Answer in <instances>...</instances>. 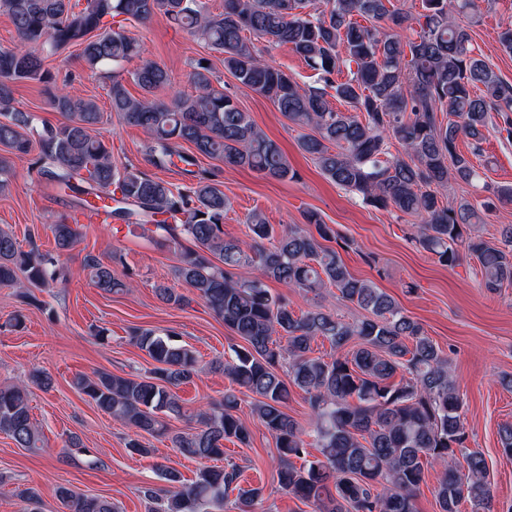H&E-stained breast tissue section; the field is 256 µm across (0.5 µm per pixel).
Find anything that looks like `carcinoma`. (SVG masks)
<instances>
[{
    "label": "carcinoma",
    "mask_w": 512,
    "mask_h": 512,
    "mask_svg": "<svg viewBox=\"0 0 512 512\" xmlns=\"http://www.w3.org/2000/svg\"><path fill=\"white\" fill-rule=\"evenodd\" d=\"M388 2L322 0L321 10L317 0H224V10L214 14L204 0H0V12L16 32L12 46L0 47V172L10 169L1 152L35 150L40 176L75 194L77 210L134 224L143 236L178 248L177 279L243 340L224 353V374L254 396L251 412L275 441L278 483L289 495L315 506L314 512H417L415 495L430 464L441 467L440 512H459L463 501L473 512H494L486 461L464 445L462 401L448 358L390 295L354 276L323 245L336 231L309 211L304 225L290 224L278 233L253 211L247 238L225 237L229 201L200 168V158L277 180H292L297 172L250 113L213 85L210 66L197 63L189 75L193 91H176L168 101L155 91L172 85L171 73L152 61L132 74L142 96H132L118 78L108 91L112 111L150 136L148 162L189 179L175 189L144 171L118 168L96 134L103 119L97 103L56 84L45 65V59L78 46L90 67H119L141 54L122 21L166 18L223 53L224 68L241 85L271 100L293 124L313 129L299 145L326 178L375 209L416 218L419 245L440 263L452 267L466 251L477 259L484 287L496 291L512 284V225L503 227L500 241H488L473 230L478 207L468 200L447 203L439 190L451 181L479 179L457 142L465 137L473 151L480 150L491 113L512 112V83L474 53L469 33L454 21L455 14L475 9L476 0H422L418 40L409 43L378 25L408 20ZM263 42L289 46L350 110L334 108L322 88L301 89L268 62ZM346 69L349 76L336 81ZM22 80L55 86L51 105L63 116L59 124L36 131L34 139L26 134L34 115L12 106V83ZM445 109L450 119L444 124L437 113ZM184 143L192 150H183ZM394 143L402 148L397 155L390 151ZM51 231L60 252L81 238L80 225L66 216ZM183 239L192 246L181 247ZM83 267L105 292L134 288L130 275H118L92 253ZM242 268L257 275L242 277ZM61 275L53 256L25 252L0 230L1 286L42 288ZM269 279L302 290L333 287L341 300L369 316L349 323L320 306L298 315L288 299L271 293ZM156 294L168 304L188 301L165 285ZM318 338L336 349L331 360L311 356ZM131 340L155 363L149 375L100 372L74 380L101 412L135 430L126 442L130 452L149 453L139 440L144 433L166 436L182 455L200 460L223 456L226 440L249 442L251 432L233 393L199 411L197 427L170 430L166 419L183 415L173 388L197 373L196 353L173 331L135 328ZM284 361L286 380L278 373ZM292 387L309 407L308 433L284 411ZM0 433L19 448L37 447L27 385L0 387ZM499 443L502 457L512 462V424L500 426ZM309 445L321 458L296 467L292 458H302ZM160 470L175 489L161 496L145 488L152 512H223L234 490L239 512H254L262 497V489L240 485L233 465L206 466L186 485L175 470ZM58 499L65 512H115L104 498L66 488L58 490Z\"/></svg>",
    "instance_id": "cac0c4a2"
}]
</instances>
